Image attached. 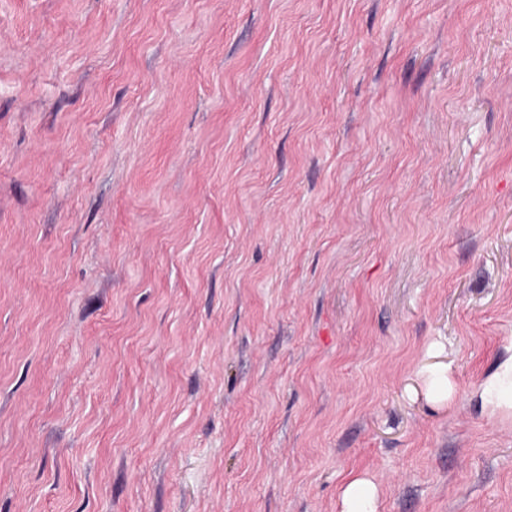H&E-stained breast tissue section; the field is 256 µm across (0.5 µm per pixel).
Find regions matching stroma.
Instances as JSON below:
<instances>
[{
	"instance_id": "obj_1",
	"label": "stroma",
	"mask_w": 512,
	"mask_h": 512,
	"mask_svg": "<svg viewBox=\"0 0 512 512\" xmlns=\"http://www.w3.org/2000/svg\"><path fill=\"white\" fill-rule=\"evenodd\" d=\"M511 357L512 0H0V512H512ZM482 398L490 405L512 407V357L485 383ZM428 395L436 401L448 400L451 392V383L448 377V368L432 371L427 376ZM377 488L367 478L351 479L340 495V512H377Z\"/></svg>"
}]
</instances>
